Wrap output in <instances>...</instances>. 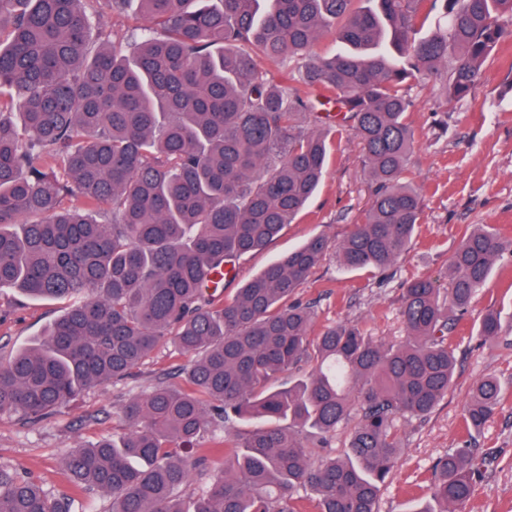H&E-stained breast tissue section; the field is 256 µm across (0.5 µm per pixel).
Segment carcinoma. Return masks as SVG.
<instances>
[{"instance_id":"cac0c4a2","label":"carcinoma","mask_w":512,"mask_h":512,"mask_svg":"<svg viewBox=\"0 0 512 512\" xmlns=\"http://www.w3.org/2000/svg\"><path fill=\"white\" fill-rule=\"evenodd\" d=\"M130 0H0V289L66 303L46 331L0 364V413L37 424L104 389L170 345L190 358L183 384L122 407L127 433L65 455L76 490L105 512H377L402 452L397 417L426 416L455 377L450 338L512 242L477 224L449 268L446 299L429 278L407 284L406 339L379 344L353 324L311 336L294 300L329 250L315 236L230 299L212 273L265 248L325 174L329 130L359 139L371 197L336 248L351 270L403 257L422 214L404 180L414 149L408 82L444 78L469 95L505 37L512 0H137L124 41L97 28ZM440 10L444 22L420 36ZM330 35L348 50L314 51ZM333 104L336 114L319 108ZM479 336L502 339L486 312ZM308 367L286 387L278 373ZM500 380L471 388L463 423L477 432ZM357 412L342 456L326 448ZM253 423L243 432L234 422ZM207 440V447L199 442ZM465 444L439 461L431 503L451 512L484 478ZM0 512H80L0 464Z\"/></svg>"}]
</instances>
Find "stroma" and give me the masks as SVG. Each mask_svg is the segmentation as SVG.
Wrapping results in <instances>:
<instances>
[{"instance_id": "1", "label": "stroma", "mask_w": 512, "mask_h": 512, "mask_svg": "<svg viewBox=\"0 0 512 512\" xmlns=\"http://www.w3.org/2000/svg\"><path fill=\"white\" fill-rule=\"evenodd\" d=\"M407 121L414 150L407 176L421 187L423 210L408 251L390 269L368 272L342 267L334 256L314 269L296 297L315 311L313 332L352 323L373 339L397 343L406 337L400 309L411 280L427 277L447 288L449 264L469 225H492L512 240V37H505L483 66L473 94L445 96L441 81L422 79L411 90ZM334 143L324 180L293 224L264 249L245 256L236 276L224 284L233 296L276 259L314 236L338 246L361 223L370 200L363 150L349 131L331 132ZM58 301L19 302L11 289L0 291V363L41 335L60 314ZM501 316L503 340L483 343L477 333L487 310ZM457 357L456 381L447 397L424 417H398L395 433L402 456L381 488L378 512H408L428 499L434 467L464 441L488 453L486 477L460 512H512V251L500 256L488 284L451 337ZM186 359L161 347L126 380L93 390L38 424L0 414V464L42 482L58 495L73 492L62 459L79 445L102 436H121V410L132 395L157 382L178 383ZM496 375L503 388L499 406L484 427L467 435L463 408L470 386Z\"/></svg>"}]
</instances>
